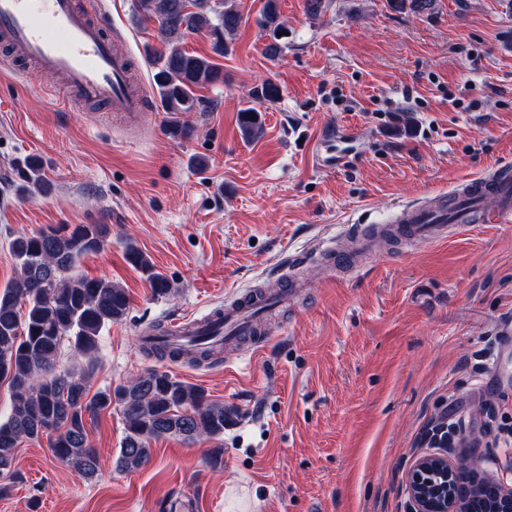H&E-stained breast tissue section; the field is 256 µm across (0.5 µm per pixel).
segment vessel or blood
<instances>
[{
    "mask_svg": "<svg viewBox=\"0 0 512 512\" xmlns=\"http://www.w3.org/2000/svg\"><path fill=\"white\" fill-rule=\"evenodd\" d=\"M33 0H0V40L19 48L37 72L59 78L70 98L104 105L108 111L134 121L146 109L143 91L135 88L129 54L115 44L108 32L112 17L95 0H43V17H36ZM395 222L407 239L428 242L446 238L466 224L512 222V168L502 166L493 174L464 181L451 203L423 200L397 208ZM299 281L260 295L249 292L226 304L220 312L201 318L169 320L173 338L197 336L218 329L225 344L258 336L259 347L272 336H259L258 317L283 306L300 290Z\"/></svg>",
    "mask_w": 512,
    "mask_h": 512,
    "instance_id": "vessel-or-blood-1",
    "label": "vessel or blood"
}]
</instances>
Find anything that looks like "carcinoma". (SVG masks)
Returning a JSON list of instances; mask_svg holds the SVG:
<instances>
[{
    "label": "carcinoma",
    "instance_id": "1",
    "mask_svg": "<svg viewBox=\"0 0 512 512\" xmlns=\"http://www.w3.org/2000/svg\"><path fill=\"white\" fill-rule=\"evenodd\" d=\"M139 20L158 23L161 47L152 51L163 110L173 114L172 133L185 127L177 114L196 109V91L223 79L213 57L183 47L186 35L206 32L216 55L227 52L226 39L243 22L234 0H135ZM259 23L270 38L265 52L279 57L286 44L278 0H265ZM242 137L252 141L264 131L262 110L249 105L239 110ZM110 235L107 224H74L50 228L12 240L18 277L0 292V378L9 379L12 401L9 415L0 420V475L14 468L19 440L50 437L52 456L78 473L91 476L97 466L86 429L93 417L114 405L121 407L126 435L118 464L133 471L151 459L152 441L178 436L188 441L218 439L237 411L210 402L205 392L175 379L158 368L146 370L125 385L89 394L88 371L57 369L63 342L93 363L99 358L100 336L129 310L126 291L104 277L75 272L80 259L102 251ZM127 261L140 271L153 295L166 298L169 280L156 271L151 259L129 246ZM146 356L185 359L209 364L221 354L214 345L180 350L169 345L140 343ZM452 480L462 482L468 494L456 505L458 512H493L499 492L496 484L475 480L460 464Z\"/></svg>",
    "mask_w": 512,
    "mask_h": 512
}]
</instances>
